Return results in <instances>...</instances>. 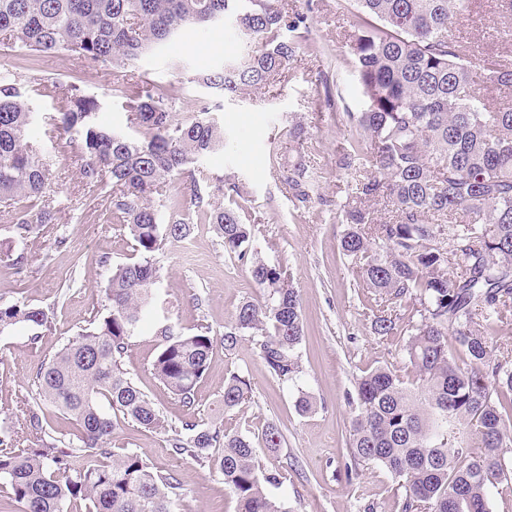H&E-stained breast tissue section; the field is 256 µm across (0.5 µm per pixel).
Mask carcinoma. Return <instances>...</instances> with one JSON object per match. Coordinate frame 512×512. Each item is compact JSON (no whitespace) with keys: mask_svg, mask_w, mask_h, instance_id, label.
<instances>
[{"mask_svg":"<svg viewBox=\"0 0 512 512\" xmlns=\"http://www.w3.org/2000/svg\"><path fill=\"white\" fill-rule=\"evenodd\" d=\"M357 2L348 52L366 108L351 116L356 134L342 158L361 179L339 204L341 249L374 296L372 333L407 337L413 379L388 364L357 379L349 397L352 468L383 467L403 488L401 512H491V491L512 483V366L494 355L481 329L512 316V64L491 56L473 68L448 34L449 0ZM215 15L235 18L252 41L244 65L192 78L226 95L265 88L299 49H316L310 17L288 11L286 0H0V47L36 56L64 51L79 69L112 65L129 128L102 124L101 103L77 80L26 89L0 73V206L10 216L11 242L59 225L53 161L30 139L42 122L51 133L79 135L74 164L86 208L105 205V221L120 225L139 254L111 270L108 311L39 367L35 406L0 437V484L18 512H176L181 480L136 451L112 450L115 425L99 411L101 397L127 422L167 429L174 455L216 465L236 512H286L266 491L282 473L261 465L249 435L193 417L165 426L122 368L132 336L157 308V254L194 225L210 224L225 253L249 259L250 277L266 295L263 303L243 302L224 325V350L248 337L278 380L293 382L301 372L304 326L293 280L282 264L248 257L250 229L215 196L248 198L203 166L224 148V126L209 106L176 112L165 85L122 73L181 32L215 23ZM483 87L507 100L488 106ZM34 94L51 97L55 112H34ZM278 169L292 197L310 202L319 179L303 156ZM177 180L182 201L168 193ZM376 199L390 206L388 218L374 217L368 202ZM17 324L46 328L49 312L0 303V331ZM155 335V376L195 408L217 342L212 327L177 335L165 324ZM251 395L250 380L229 371L224 413ZM45 407L75 422L80 445L47 440ZM261 441L280 448L283 435L269 423Z\"/></svg>","mask_w":512,"mask_h":512,"instance_id":"1","label":"carcinoma"}]
</instances>
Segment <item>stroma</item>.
Returning <instances> with one entry per match:
<instances>
[{
	"label": "stroma",
	"mask_w": 512,
	"mask_h": 512,
	"mask_svg": "<svg viewBox=\"0 0 512 512\" xmlns=\"http://www.w3.org/2000/svg\"><path fill=\"white\" fill-rule=\"evenodd\" d=\"M288 5L300 11L312 8V38L318 50L297 54L266 89L227 96L191 82V75L225 62H246L249 40L229 22L185 31L163 52L145 55L137 63L140 74L168 87L176 110L199 100L223 120L224 148L208 155L203 164L212 175L235 180L246 193L250 203L239 218L251 227V250L283 264L301 297L305 336L297 350L298 379L286 384L273 377L250 340L229 353L216 345L194 416L199 423H211L228 372L239 371L251 382L252 398L224 415L223 426L257 434L273 423L282 430L281 448L261 447L257 453L268 469L291 463L286 480L269 490L287 512H365L370 505L375 512H400L401 493L385 469L367 465L358 475L347 474L353 417L347 396L363 371L386 363L404 367L406 342L402 336L382 341L372 334L371 301L356 285L355 265L342 253L344 226L336 220L337 206L353 177L352 170L340 164L353 132L348 117L366 106L347 49L358 8L356 0H288ZM511 27L512 11L502 8L500 0H466L450 32L468 45L469 60L478 66L490 53L512 60V45L502 40ZM172 56L182 59L188 79L171 72L167 61ZM1 68L10 70L23 87L79 77L101 103L100 120L117 130L126 128L122 101L112 95L111 67L78 73L61 53H0ZM296 122L307 131L301 145L288 134ZM37 140L55 162L61 231L68 244L57 247L47 233L30 238L21 277L0 261V302H26L52 313V323L39 340H32L22 325L0 333V435L23 422L42 361L76 336L95 312L107 308L103 289L111 267L133 256L132 243L119 225L83 213L84 198L72 162L77 134H41ZM299 155L322 173L303 211L291 201L275 164L276 159ZM158 259L162 278L155 291L167 299L168 316L179 332H194L203 323L211 325L215 336H223L225 323L243 302L265 300L246 265L225 254L210 225H196L186 239L166 244ZM66 281L71 284L67 290L62 287ZM131 342L124 369L166 423L179 424L185 411L152 370L158 345L153 324L143 325ZM302 390L317 401L316 410L308 414L295 408ZM113 422V448L138 451L155 470L181 479L180 512H235L236 502L215 466L172 455L163 432L141 429L118 415Z\"/></svg>",
	"instance_id": "stroma-1"
}]
</instances>
